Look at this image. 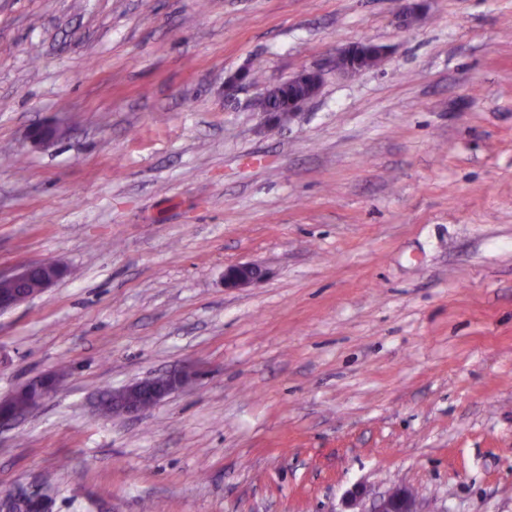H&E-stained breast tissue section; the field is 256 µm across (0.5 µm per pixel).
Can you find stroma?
Returning <instances> with one entry per match:
<instances>
[{"mask_svg":"<svg viewBox=\"0 0 512 512\" xmlns=\"http://www.w3.org/2000/svg\"><path fill=\"white\" fill-rule=\"evenodd\" d=\"M0 0V493L51 512H512V0ZM364 41L374 69L331 63ZM261 64L258 83L225 79ZM324 72L269 129L267 87ZM64 120L33 147L30 127ZM264 277L224 285L227 266ZM137 416L102 396L172 370ZM388 48L373 42H361L349 46L336 56L334 66L336 70L355 74L375 68L386 57ZM372 66H367L374 61ZM322 81L323 73L320 69H304L288 80V87L292 88V93L288 96L286 106L274 112L272 109L273 99L268 94V90L258 101V110L268 121L288 118V122H290L299 116L301 108L307 102L317 96ZM64 273V269L53 261L22 265L12 274H0V312L9 310L29 297L50 288ZM35 283L33 288H28ZM58 376L55 372L41 376L39 379L30 382L19 388L21 394L26 396V402L23 395L13 398V407L10 400L0 401V426L9 425L16 422L24 416L25 413L37 407L43 400L49 397L56 389ZM370 512H418L412 491L397 487L384 496Z\"/></svg>","mask_w":512,"mask_h":512,"instance_id":"35a3bbf8","label":"stroma"}]
</instances>
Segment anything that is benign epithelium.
Segmentation results:
<instances>
[{
	"label": "benign epithelium",
	"instance_id": "obj_1",
	"mask_svg": "<svg viewBox=\"0 0 512 512\" xmlns=\"http://www.w3.org/2000/svg\"><path fill=\"white\" fill-rule=\"evenodd\" d=\"M388 54V48L373 42H361L349 46L336 56V70L355 74L369 69V63H380ZM323 73L318 68L304 69L288 80L292 93L282 109H272L273 99L264 94L257 107L269 121L276 119L293 120L301 108L315 98L321 88ZM64 131L51 122L35 126L29 133L30 142L35 146H49L62 138ZM64 273V269L53 261L22 265L12 274H0V312L9 310L29 297L50 288ZM262 270L253 263H239L224 269V287L244 288L260 279ZM195 374L184 369L152 380L135 381L121 389L112 391V401H103L104 407H112V414H132L148 410L172 392L193 382ZM58 376L48 373L20 388L26 396L21 407L12 406L11 401H0V426L9 425L37 407L56 389ZM372 512H417L412 491L397 487L374 506Z\"/></svg>",
	"mask_w": 512,
	"mask_h": 512
}]
</instances>
